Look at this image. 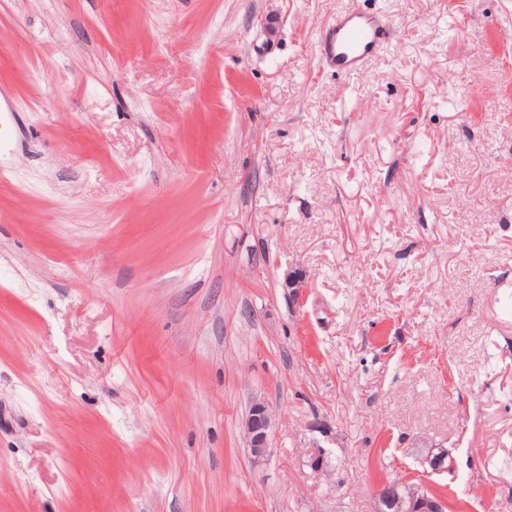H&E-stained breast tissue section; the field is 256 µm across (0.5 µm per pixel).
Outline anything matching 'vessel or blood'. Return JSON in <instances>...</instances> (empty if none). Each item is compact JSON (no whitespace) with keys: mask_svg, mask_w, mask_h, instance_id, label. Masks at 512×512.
Listing matches in <instances>:
<instances>
[{"mask_svg":"<svg viewBox=\"0 0 512 512\" xmlns=\"http://www.w3.org/2000/svg\"><path fill=\"white\" fill-rule=\"evenodd\" d=\"M386 28L381 15L360 9L333 14L316 43L320 61L340 75L362 72L381 50Z\"/></svg>","mask_w":512,"mask_h":512,"instance_id":"obj_1","label":"vessel or blood"}]
</instances>
